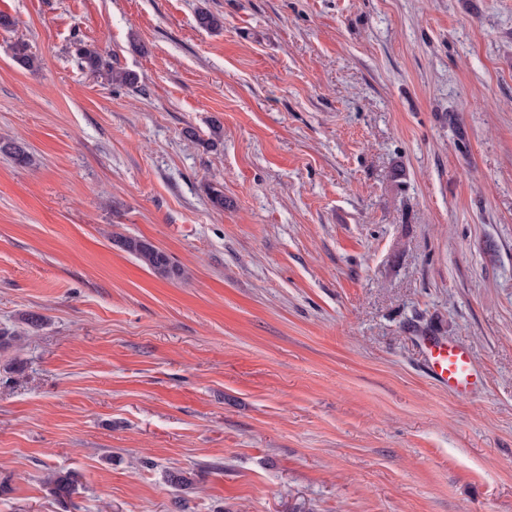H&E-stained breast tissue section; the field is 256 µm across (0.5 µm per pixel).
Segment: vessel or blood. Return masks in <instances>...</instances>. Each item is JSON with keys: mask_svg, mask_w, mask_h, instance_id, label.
<instances>
[{"mask_svg": "<svg viewBox=\"0 0 512 512\" xmlns=\"http://www.w3.org/2000/svg\"><path fill=\"white\" fill-rule=\"evenodd\" d=\"M421 348L430 377L447 387L449 392L467 398L481 385L482 377L463 347L425 336L421 339Z\"/></svg>", "mask_w": 512, "mask_h": 512, "instance_id": "obj_1", "label": "vessel or blood"}]
</instances>
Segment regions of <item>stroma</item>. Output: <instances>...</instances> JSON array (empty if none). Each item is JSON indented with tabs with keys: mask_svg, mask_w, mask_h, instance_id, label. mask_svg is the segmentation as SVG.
I'll use <instances>...</instances> for the list:
<instances>
[{
	"mask_svg": "<svg viewBox=\"0 0 512 512\" xmlns=\"http://www.w3.org/2000/svg\"><path fill=\"white\" fill-rule=\"evenodd\" d=\"M0 12V138L32 159L0 155V512H512V0ZM425 333L476 394L428 376ZM75 54L81 68L92 73L104 74L112 84L127 88H137L138 76L127 70L115 68L95 47L88 44H77ZM113 244L124 252L134 256L151 269L156 275L167 280H179L185 275V270L171 261L169 256L156 248L148 240L124 235L112 237ZM421 348L428 374L449 392L468 398L482 384L481 375L463 347L435 336H422ZM79 477L72 471H50L45 479L44 488L58 503L64 505L71 501L78 490Z\"/></svg>",
	"mask_w": 512,
	"mask_h": 512,
	"instance_id": "stroma-1",
	"label": "stroma"
}]
</instances>
